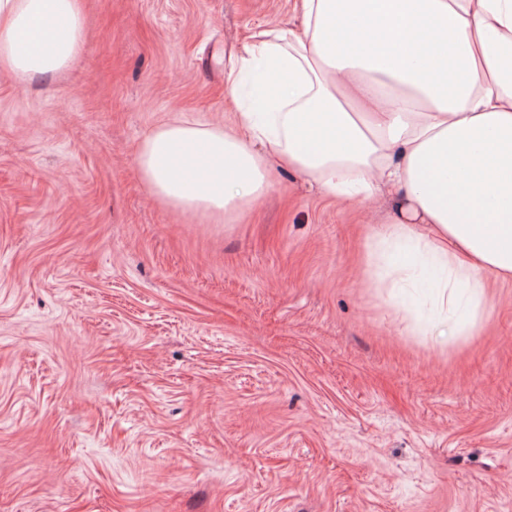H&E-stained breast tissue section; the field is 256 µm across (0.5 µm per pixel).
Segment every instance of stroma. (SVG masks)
Returning <instances> with one entry per match:
<instances>
[{
  "label": "stroma",
  "instance_id": "obj_1",
  "mask_svg": "<svg viewBox=\"0 0 512 512\" xmlns=\"http://www.w3.org/2000/svg\"><path fill=\"white\" fill-rule=\"evenodd\" d=\"M70 69L0 73V512H512V283L467 342L370 285L387 197L272 167L229 222L159 203L156 126L294 0H84Z\"/></svg>",
  "mask_w": 512,
  "mask_h": 512
}]
</instances>
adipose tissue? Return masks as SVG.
I'll use <instances>...</instances> for the list:
<instances>
[{
    "label": "adipose tissue",
    "mask_w": 512,
    "mask_h": 512,
    "mask_svg": "<svg viewBox=\"0 0 512 512\" xmlns=\"http://www.w3.org/2000/svg\"><path fill=\"white\" fill-rule=\"evenodd\" d=\"M297 26L255 31L230 91L258 75L264 113L238 133L184 122L154 129L136 171L186 213L232 216L270 187L267 159L327 195L392 210L368 230L397 288L418 260L457 340L481 327L487 279L512 282V0H295ZM85 44L83 0H0V70L51 78Z\"/></svg>",
    "instance_id": "obj_1"
}]
</instances>
